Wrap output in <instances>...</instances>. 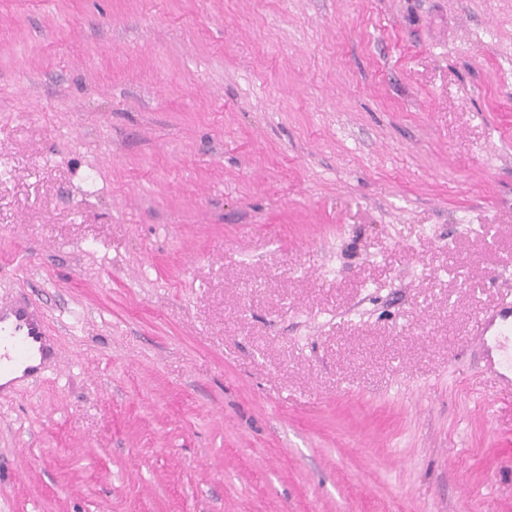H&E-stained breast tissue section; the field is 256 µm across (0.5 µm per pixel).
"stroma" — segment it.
Returning <instances> with one entry per match:
<instances>
[{
	"label": "stroma",
	"instance_id": "1",
	"mask_svg": "<svg viewBox=\"0 0 512 512\" xmlns=\"http://www.w3.org/2000/svg\"><path fill=\"white\" fill-rule=\"evenodd\" d=\"M512 0H0V512H512ZM12 320L10 329L0 327V346L7 349L0 355V374L8 375L12 369L27 364L33 353L41 352L47 342L48 329L40 314L25 307L0 309V323Z\"/></svg>",
	"mask_w": 512,
	"mask_h": 512
}]
</instances>
